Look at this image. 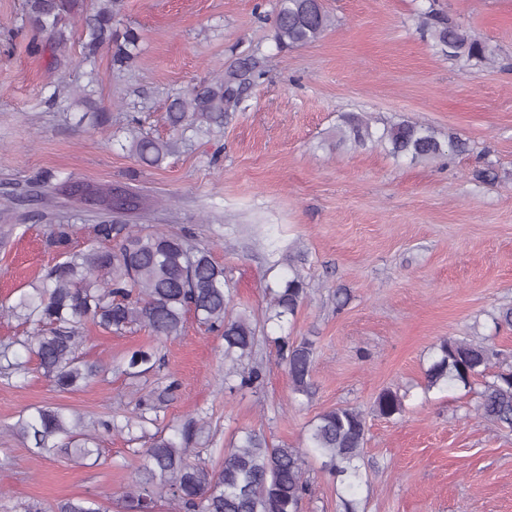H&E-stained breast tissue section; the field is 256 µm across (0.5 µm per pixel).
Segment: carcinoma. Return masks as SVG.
Segmentation results:
<instances>
[{
  "instance_id": "cac0c4a2",
  "label": "carcinoma",
  "mask_w": 512,
  "mask_h": 512,
  "mask_svg": "<svg viewBox=\"0 0 512 512\" xmlns=\"http://www.w3.org/2000/svg\"><path fill=\"white\" fill-rule=\"evenodd\" d=\"M121 0H96L92 8L84 0H26L22 26L48 36L53 49L68 41L71 22L81 27L82 63L95 67L103 48L112 50V66L130 67L138 57L140 35L133 29H114ZM329 25V16L318 0H278L273 39L278 49H292L317 41ZM418 28L430 33L435 46L450 59L489 61L492 50L475 32L440 15L432 7L418 16ZM265 75L261 59H238L211 84L173 97L167 120L177 134L163 141L130 125L129 151L143 164L153 167L174 152L188 131L221 127L228 112L236 110L248 91ZM337 143L364 147L374 140L390 145L395 157L412 162L433 160L444 152H462L465 143L448 140L443 148L431 128L413 122L392 123L374 137L370 119L346 112L336 125ZM40 183L50 195L72 202L91 199L102 211L137 217L151 201L139 191L110 184H90L46 175ZM71 225L57 224L48 243L60 251L61 262L50 268L32 291L22 292L16 303L0 309L34 327L30 345L38 368L53 378L62 392L78 389L96 377L99 366L78 354L82 337L79 327L90 320L107 332L123 333L145 328L157 337L181 335L186 315L191 313L224 339V387L229 391L257 388L263 384V362L256 358L258 330L252 316L230 309L232 288L224 278V267L210 249L195 242L187 232L154 231L136 224L103 222L94 226V240L83 250L70 248ZM116 241L111 248L102 242ZM306 296L304 280L295 275L272 293L265 321L282 323L294 317ZM288 367L292 392L312 395L314 343L294 340L288 335L265 337ZM496 353L473 340L448 338L436 346L435 356L425 372L426 388L463 387L487 376ZM154 354L139 349L127 359L126 373L137 376L153 368ZM28 373L26 363L12 352V345L0 344V374L6 378ZM178 388L171 381L162 390L147 395L136 415L139 426L154 422L147 417L158 412ZM375 412L392 419L404 410L397 392L382 391ZM477 414L486 422L512 429V370H502L480 393ZM15 429L30 441L37 453L50 457L62 448H74L83 457L99 454L95 437L80 429V422L64 407L33 408L19 417ZM206 429L204 418H191L172 433L149 436L142 452L141 481L125 495L131 512H155L157 499L169 497L179 512H300L310 492L306 457L322 459V468L341 478L345 489L353 490L363 480L359 461L366 443V420L355 407L331 408L313 421L305 447L288 448L269 442L260 431L250 429L224 449L219 467L190 460L192 443L199 442ZM52 512H106L88 498L68 499Z\"/></svg>"
}]
</instances>
